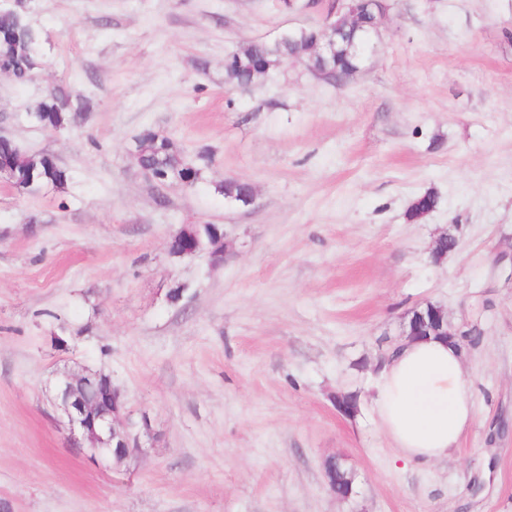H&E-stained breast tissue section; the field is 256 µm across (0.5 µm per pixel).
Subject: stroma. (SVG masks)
<instances>
[{
  "label": "stroma",
  "mask_w": 512,
  "mask_h": 512,
  "mask_svg": "<svg viewBox=\"0 0 512 512\" xmlns=\"http://www.w3.org/2000/svg\"><path fill=\"white\" fill-rule=\"evenodd\" d=\"M343 85L291 59L238 88L227 55L323 23L308 0H29L44 64L0 75V135L70 179L0 184V502L11 512H512V0H387ZM68 86L78 125L26 117ZM150 127L212 159L195 188L133 159ZM256 191L247 207L215 193ZM437 206L410 221V205ZM225 232L223 263L169 235ZM444 232L459 252L437 261ZM186 293L171 303L168 293ZM474 326L477 421L453 456L404 462L375 369L419 304ZM109 373L154 445L106 467L72 448L56 372ZM354 393L346 417L338 393ZM355 475L332 493L325 465ZM214 190L229 203L241 205L244 203V198L250 195L252 185L238 180H226L224 183L217 185ZM188 226V225H187ZM187 226H183L171 233L167 241L168 253L173 257L184 258L194 257L203 251L197 245L198 238H190L187 232Z\"/></svg>",
  "instance_id": "1"
}]
</instances>
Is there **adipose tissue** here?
Returning a JSON list of instances; mask_svg holds the SVG:
<instances>
[{"instance_id":"1","label":"adipose tissue","mask_w":512,"mask_h":512,"mask_svg":"<svg viewBox=\"0 0 512 512\" xmlns=\"http://www.w3.org/2000/svg\"><path fill=\"white\" fill-rule=\"evenodd\" d=\"M460 347L443 337L402 339L375 378L380 428L404 461L447 459L476 420L473 381Z\"/></svg>"}]
</instances>
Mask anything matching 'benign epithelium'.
I'll list each match as a JSON object with an SVG mask.
<instances>
[{
    "instance_id": "obj_1",
    "label": "benign epithelium",
    "mask_w": 512,
    "mask_h": 512,
    "mask_svg": "<svg viewBox=\"0 0 512 512\" xmlns=\"http://www.w3.org/2000/svg\"><path fill=\"white\" fill-rule=\"evenodd\" d=\"M380 9L378 0H331L327 8V21L314 41L315 54L332 53L336 48V34L342 21L354 25L359 20L360 9ZM183 226L171 233L167 241L168 253L173 257H194L201 253L197 239L186 234ZM460 249V241L446 233L437 237L432 253L441 259ZM465 325L453 326L444 320L441 309L427 304L413 310L403 335L410 338L425 336L430 332L445 337L462 335ZM51 405L68 430L71 446L83 448L94 457L119 462L138 458L145 453L146 445L153 444L151 425L142 418L139 431L132 432L126 411V402L112 381H101L97 374L83 368L68 370L56 376Z\"/></svg>"
}]
</instances>
